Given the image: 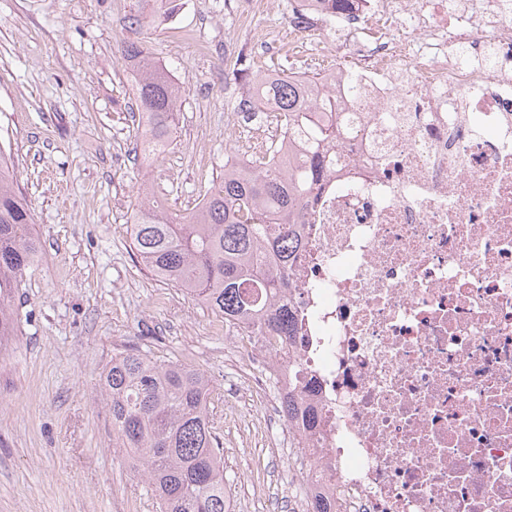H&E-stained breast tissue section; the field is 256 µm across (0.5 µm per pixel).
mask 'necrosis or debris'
Segmentation results:
<instances>
[{
	"label": "necrosis or debris",
	"mask_w": 512,
	"mask_h": 512,
	"mask_svg": "<svg viewBox=\"0 0 512 512\" xmlns=\"http://www.w3.org/2000/svg\"><path fill=\"white\" fill-rule=\"evenodd\" d=\"M372 32L325 73L329 168L294 230L295 344L249 340L252 393L292 397V512H512V0H296ZM238 160L287 171L280 113Z\"/></svg>",
	"instance_id": "1"
}]
</instances>
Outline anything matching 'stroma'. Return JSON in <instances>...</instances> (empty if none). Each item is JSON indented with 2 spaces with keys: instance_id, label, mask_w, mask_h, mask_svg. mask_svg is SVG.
<instances>
[{
  "instance_id": "obj_1",
  "label": "stroma",
  "mask_w": 512,
  "mask_h": 512,
  "mask_svg": "<svg viewBox=\"0 0 512 512\" xmlns=\"http://www.w3.org/2000/svg\"><path fill=\"white\" fill-rule=\"evenodd\" d=\"M245 2L0 0V142L42 243L16 302L17 335L0 351V512H159L113 446L98 400L101 373L131 348L211 379L231 512H274L289 494L293 451L266 438L278 421L246 412L244 344L152 276L130 238L142 188L187 212L223 178L230 123L252 99L242 68L321 73L331 64L289 50L294 0H265L252 15ZM130 41L146 45L179 89L172 141L151 167L137 147L122 56Z\"/></svg>"
}]
</instances>
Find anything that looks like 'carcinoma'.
<instances>
[{"instance_id":"obj_1","label":"carcinoma","mask_w":512,"mask_h":512,"mask_svg":"<svg viewBox=\"0 0 512 512\" xmlns=\"http://www.w3.org/2000/svg\"><path fill=\"white\" fill-rule=\"evenodd\" d=\"M136 72L134 94L144 122L143 149L164 153L175 126L178 89L162 65L136 42L124 48ZM282 113L288 133L305 151L286 173H250L224 163V180L191 211L173 212L141 192L130 217L133 247L159 280L202 302L226 323L253 326L259 335L293 337L298 328L287 306L285 266L298 248L293 233L300 212L324 174L326 148L336 126L312 124L307 113L330 109L310 102L292 76L256 89ZM40 252L34 215L0 158V349L16 335L14 309L25 270ZM101 397L112 419V443L129 454L158 500L160 512H228L224 494V448L210 417L213 385L200 369L158 361L140 349L112 358L100 377ZM287 421L313 426L315 414L288 398Z\"/></svg>"}]
</instances>
